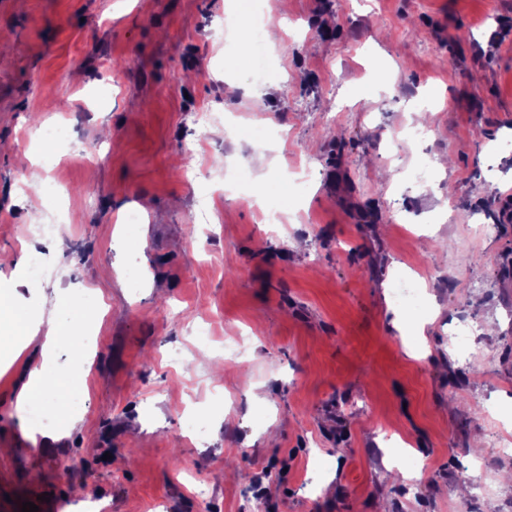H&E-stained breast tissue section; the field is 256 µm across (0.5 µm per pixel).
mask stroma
Listing matches in <instances>:
<instances>
[{
    "label": "stroma",
    "mask_w": 512,
    "mask_h": 512,
    "mask_svg": "<svg viewBox=\"0 0 512 512\" xmlns=\"http://www.w3.org/2000/svg\"><path fill=\"white\" fill-rule=\"evenodd\" d=\"M239 18V0H0V306L64 324L58 292L80 291L92 337L16 356L0 325V493L62 512H243L247 493L261 512L512 504V0H283L260 82L217 34ZM65 120L83 156L24 186L36 128ZM263 147L288 193L251 208L222 182L259 176ZM58 212L63 235L26 237ZM413 267L420 297L396 302ZM436 305L411 357L390 320ZM35 367L73 384L75 423L48 447L16 400ZM396 456L413 478L388 475ZM474 459L484 488L458 497Z\"/></svg>",
    "instance_id": "35a3bbf8"
}]
</instances>
